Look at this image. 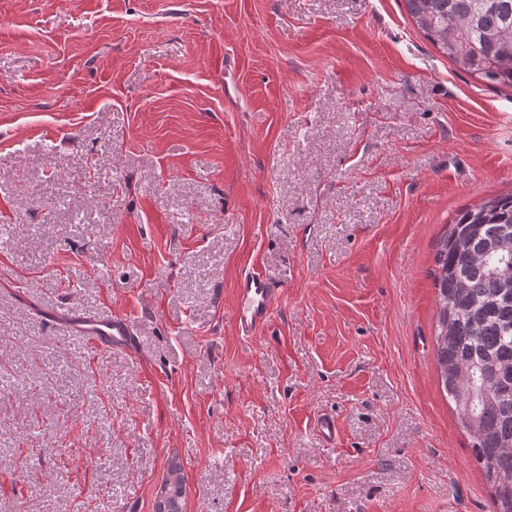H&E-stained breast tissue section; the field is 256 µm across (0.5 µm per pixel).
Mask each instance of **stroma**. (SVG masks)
<instances>
[{"mask_svg":"<svg viewBox=\"0 0 512 512\" xmlns=\"http://www.w3.org/2000/svg\"><path fill=\"white\" fill-rule=\"evenodd\" d=\"M510 191L512 89L404 0H0V512H154L172 475L182 512H494L434 270ZM253 268L284 297L245 340ZM60 318L77 328L100 352L132 351L134 348V324L125 317L96 316L72 322L68 313L61 312Z\"/></svg>","mask_w":512,"mask_h":512,"instance_id":"obj_1","label":"stroma"}]
</instances>
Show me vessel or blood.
Here are the masks:
<instances>
[{"instance_id":"b4317fda","label":"vessel or blood","mask_w":512,"mask_h":512,"mask_svg":"<svg viewBox=\"0 0 512 512\" xmlns=\"http://www.w3.org/2000/svg\"><path fill=\"white\" fill-rule=\"evenodd\" d=\"M236 331L245 339L263 335L280 307L284 290L263 272L251 270L241 274L236 283ZM76 328L101 352L132 350L135 328L124 317L96 316L75 323Z\"/></svg>"}]
</instances>
